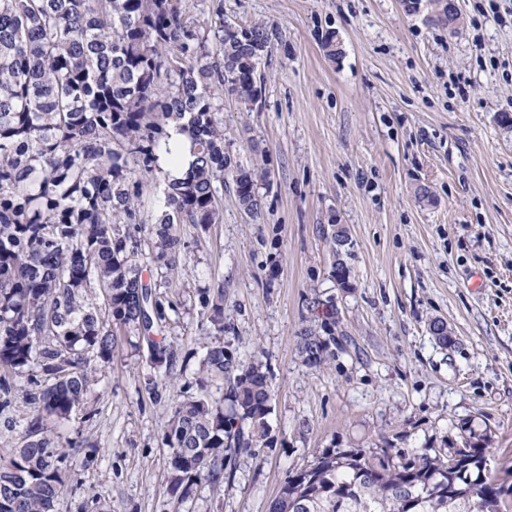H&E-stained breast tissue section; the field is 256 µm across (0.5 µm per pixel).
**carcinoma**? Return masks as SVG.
Returning a JSON list of instances; mask_svg holds the SVG:
<instances>
[{
	"label": "carcinoma",
	"mask_w": 512,
	"mask_h": 512,
	"mask_svg": "<svg viewBox=\"0 0 512 512\" xmlns=\"http://www.w3.org/2000/svg\"><path fill=\"white\" fill-rule=\"evenodd\" d=\"M273 37L263 20L232 27L218 13L188 14L182 0H0V370L41 372L26 391L38 412L66 419L79 409L96 371L87 354L110 363L121 335L146 343L161 380L171 375L177 353L157 337L173 310L159 288L189 253L176 226L222 223L227 179L260 216L267 171L224 149L219 92L258 100ZM173 124L193 143L180 181L159 165ZM350 275L345 259L331 264L337 287ZM201 304L224 335V294ZM335 324L300 330L307 365L327 360L322 334ZM201 372L164 435L182 496L223 481L224 451L268 435L261 364H242L218 340ZM214 384L226 386L221 402ZM466 450L402 465L361 449L326 454L281 487L271 512H504L484 439L470 437ZM69 457L41 417L31 420L23 447L0 464V512H53Z\"/></svg>",
	"instance_id": "carcinoma-1"
}]
</instances>
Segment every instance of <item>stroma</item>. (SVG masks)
<instances>
[{"mask_svg":"<svg viewBox=\"0 0 512 512\" xmlns=\"http://www.w3.org/2000/svg\"><path fill=\"white\" fill-rule=\"evenodd\" d=\"M458 0L456 32L400 0H186L226 21L262 19L278 40L262 58L253 109L224 95V145L268 176L259 219L225 184L219 224L181 225L190 258L164 293L176 313L168 385L146 349L118 341L81 409L50 420L76 451L55 512H270L316 457L361 449L391 462L488 440L487 465L512 506V0ZM335 34L343 54L322 42ZM342 224L351 285L328 277L320 228ZM224 291V348L262 363L273 392L266 442L228 452L224 480L177 500L163 436L197 377L211 329L199 303ZM336 308L328 359L307 366L312 298ZM447 323L440 344L432 320ZM30 380L0 389V461L24 444Z\"/></svg>","mask_w":512,"mask_h":512,"instance_id":"1","label":"stroma"}]
</instances>
